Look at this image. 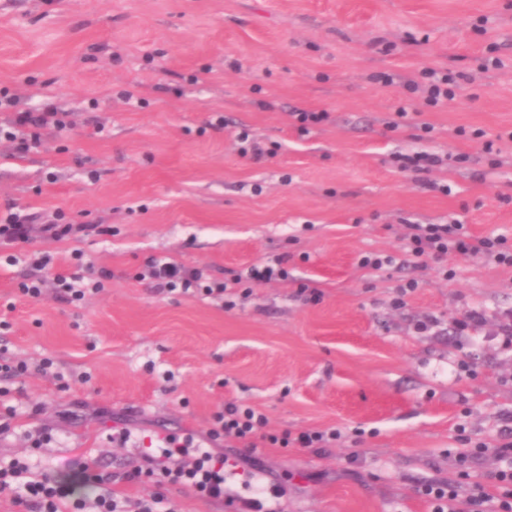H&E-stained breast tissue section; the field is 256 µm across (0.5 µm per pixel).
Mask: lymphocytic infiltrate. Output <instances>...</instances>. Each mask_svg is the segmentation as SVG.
Instances as JSON below:
<instances>
[{
	"label": "lymphocytic infiltrate",
	"instance_id": "f902f5d3",
	"mask_svg": "<svg viewBox=\"0 0 512 512\" xmlns=\"http://www.w3.org/2000/svg\"><path fill=\"white\" fill-rule=\"evenodd\" d=\"M409 89H419L425 95L427 105L438 107L456 95L457 82L448 71L427 68L420 79H407ZM4 108L15 109L16 115L8 128L0 127V139L13 143L16 153H27L41 142L43 131H60L67 127L66 113L54 108L22 109L17 99L8 98L0 103ZM38 229L42 236L63 240L81 232V225L68 221L62 211L51 216L37 218L36 214L12 213L0 223V238L16 243L27 242L31 229ZM406 239L412 255L417 259L439 258L452 253L488 259L496 264L512 267V247L505 238L473 236L464 224H411ZM266 417L252 408H240L226 404L223 411L212 417L211 433L214 437L244 442L250 452L268 446H296L321 448L337 439V432H303L298 436H278L266 432ZM192 439L177 440L167 437L160 455L147 456V465L125 473L126 481L155 478L156 490L150 498L140 499L132 506L120 505L107 480L94 462L81 461L75 474L56 479L49 476L31 475L27 463L15 460L0 467V493L8 492L19 512H165L168 502L167 484L188 480L198 495L206 500L221 501L233 505L234 498L225 492L227 480L243 476L238 460L211 452L191 457ZM499 459L501 467L492 474L493 490L474 485L467 496H460L463 480L469 479L470 467L487 456ZM457 479L441 484H427L420 493L433 506V512H512V428H505L495 444L478 443L474 448L458 454ZM95 486L98 493L87 498L80 493L81 487Z\"/></svg>",
	"mask_w": 512,
	"mask_h": 512
}]
</instances>
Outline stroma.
Masks as SVG:
<instances>
[{
    "label": "stroma",
    "mask_w": 512,
    "mask_h": 512,
    "mask_svg": "<svg viewBox=\"0 0 512 512\" xmlns=\"http://www.w3.org/2000/svg\"><path fill=\"white\" fill-rule=\"evenodd\" d=\"M493 57L502 68L484 69ZM427 67L461 76L445 106L404 85ZM5 95L71 125L21 156L0 141V212L60 209L110 232L0 240V364L28 366L0 376V415L15 412L0 463L57 474L91 456L119 499H146L153 483L121 478L144 439L189 435L257 464L260 486L240 492L278 512H432L420 484L455 478L458 451L512 422V268L419 265L404 240L407 225L455 219L512 244V0H0ZM405 104L408 128L391 130ZM302 110L329 118L304 135ZM243 129L261 159L240 155ZM422 151L443 165L398 169L395 155ZM35 251L66 276L83 275L81 252L111 277L76 304L51 282L29 299L18 285ZM376 254L393 261L360 266ZM155 257L202 278L157 288L143 277ZM278 259L287 280L246 279ZM470 310L484 324L457 330ZM229 402L278 435L339 437L252 456L209 436ZM124 429L129 442L113 440Z\"/></svg>",
    "instance_id": "obj_1"
}]
</instances>
